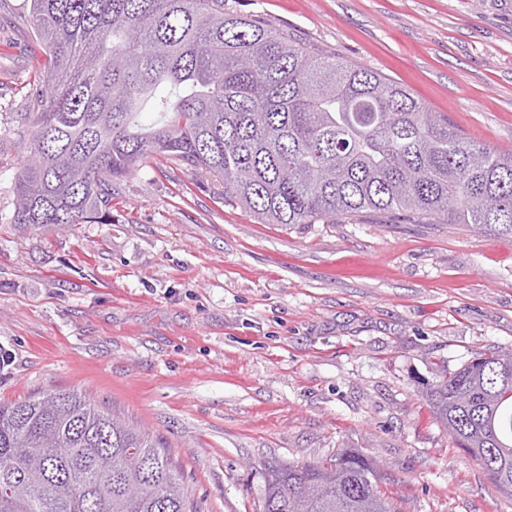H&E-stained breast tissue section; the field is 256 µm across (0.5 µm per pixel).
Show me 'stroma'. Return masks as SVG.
Segmentation results:
<instances>
[{"mask_svg":"<svg viewBox=\"0 0 512 512\" xmlns=\"http://www.w3.org/2000/svg\"><path fill=\"white\" fill-rule=\"evenodd\" d=\"M405 86L512 152V0H224ZM0 10V402L81 389L168 448L201 512H259L266 464L373 461L399 512H512L423 384L512 349V234L364 215L269 224L170 162L123 178L108 224H13L45 63Z\"/></svg>","mask_w":512,"mask_h":512,"instance_id":"obj_1","label":"stroma"}]
</instances>
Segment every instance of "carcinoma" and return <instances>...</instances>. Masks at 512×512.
Instances as JSON below:
<instances>
[{
    "label": "carcinoma",
    "instance_id": "cac0c4a2",
    "mask_svg": "<svg viewBox=\"0 0 512 512\" xmlns=\"http://www.w3.org/2000/svg\"><path fill=\"white\" fill-rule=\"evenodd\" d=\"M49 58L13 223L109 224L117 184L177 161L269 224L373 213L512 233V153L473 142L404 86L317 55L224 0H27ZM156 119L140 120L146 105ZM454 445L512 496V349L435 367ZM375 464L264 466L261 512H397ZM0 512H200L169 453L81 390L0 404Z\"/></svg>",
    "mask_w": 512,
    "mask_h": 512
}]
</instances>
